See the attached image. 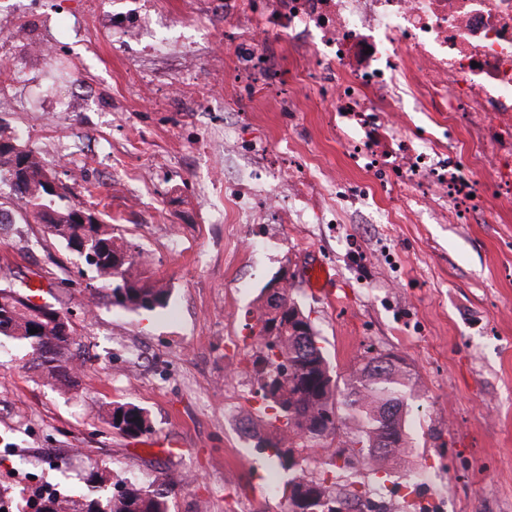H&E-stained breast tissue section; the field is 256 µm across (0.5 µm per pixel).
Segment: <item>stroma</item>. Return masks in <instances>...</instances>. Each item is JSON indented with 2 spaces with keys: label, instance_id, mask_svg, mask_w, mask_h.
Instances as JSON below:
<instances>
[{
  "label": "stroma",
  "instance_id": "obj_1",
  "mask_svg": "<svg viewBox=\"0 0 512 512\" xmlns=\"http://www.w3.org/2000/svg\"><path fill=\"white\" fill-rule=\"evenodd\" d=\"M112 3L86 15L85 0H0V35L31 21L32 36L53 39L69 61L55 82L51 59L13 44L17 106L0 123L42 155L67 186V205L101 202L109 230L137 247L145 277L171 299L156 312L113 306L95 271L0 183V208L14 217L0 231V274L21 292L41 281V300L68 316L78 340L71 384L49 382L25 349L0 343V495L27 507L38 490L67 493L106 465L145 485L175 480L170 512H282L281 492L268 487L273 459L257 445L268 416L254 346L261 291L282 277L339 378L380 353L412 374L405 472L372 501L388 512H417L424 499L440 512H512V194L494 217L456 224L442 220L441 201L400 209L402 190L349 157L315 84L295 81L288 42L277 47L272 93L298 111L238 101L228 128L207 108L146 106L139 82L162 87L185 70L160 51L122 46ZM156 9L159 40L194 42L196 79L217 51L235 78L231 29L206 40L200 0H156ZM67 95L87 103L60 111ZM199 140L208 159L195 154ZM215 162L226 187L201 194ZM273 168L293 179L321 173L301 223L261 210L240 223L227 187L262 188ZM362 186L370 201L359 214L336 193ZM135 191L144 203L132 209ZM315 261L329 270V292L304 279ZM115 402L144 408L152 432L132 439L112 429Z\"/></svg>",
  "mask_w": 512,
  "mask_h": 512
}]
</instances>
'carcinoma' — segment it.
Wrapping results in <instances>:
<instances>
[{"label":"carcinoma","mask_w":512,"mask_h":512,"mask_svg":"<svg viewBox=\"0 0 512 512\" xmlns=\"http://www.w3.org/2000/svg\"><path fill=\"white\" fill-rule=\"evenodd\" d=\"M44 169L42 157L0 125V181L10 182L26 214L48 225L57 240L94 267L97 276L111 286L112 305L131 312L167 308L170 290L143 276L134 246L112 234L102 213L95 209H84L88 223L76 221L75 208L57 204L64 199L63 193L45 192ZM274 295L279 302L267 298L259 306L257 335L264 363L262 398L266 409L274 411L270 419L286 432L280 438L264 439L277 460L273 482L282 490L286 512H306L320 505L317 501L299 511L294 508L303 486L329 498L337 496L348 504L367 493L365 483L351 491L328 477L314 478L304 450H323L326 464L337 472L355 476L364 467L373 475L390 476L386 463L399 461L408 448L406 414L408 402L415 395L412 376L401 367L380 368L370 360L349 374L344 393L338 394L337 383L327 377L331 369L322 349L314 347L310 337L295 333V327L288 326V319L278 313L280 308L297 305L288 287L275 289ZM30 300L29 294L9 285L0 286V336L25 348L47 379L63 383L68 378L75 333L70 325L57 321L53 313L30 304ZM270 323L279 328L273 340L264 335ZM33 328L37 333H29ZM285 360L286 374L281 372ZM323 405L339 408L340 425L348 437L340 448L332 449L325 442H311L307 437L308 423ZM107 417L113 429L130 438L152 431L147 412L132 403L113 404ZM294 450L297 455L292 457L290 452ZM86 482L96 493L74 489L67 494H52L47 497L51 512H169L172 483L168 480L145 487L116 478L110 471H96Z\"/></svg>","instance_id":"carcinoma-1"}]
</instances>
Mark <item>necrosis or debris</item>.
<instances>
[{
    "label": "necrosis or debris",
    "mask_w": 512,
    "mask_h": 512,
    "mask_svg": "<svg viewBox=\"0 0 512 512\" xmlns=\"http://www.w3.org/2000/svg\"><path fill=\"white\" fill-rule=\"evenodd\" d=\"M212 17L236 30L234 54L248 83L224 80L214 55L209 80L142 88L147 102H212L262 95L271 42L293 39L299 83H319L320 98L343 141L379 180L419 202L449 199L460 220L487 206L483 172H512V0H205ZM154 0H134L118 26L125 44L151 39ZM436 126L407 135L418 113Z\"/></svg>",
    "instance_id": "1"
}]
</instances>
